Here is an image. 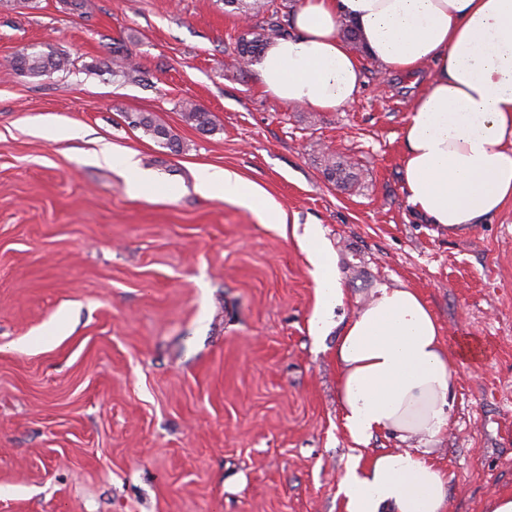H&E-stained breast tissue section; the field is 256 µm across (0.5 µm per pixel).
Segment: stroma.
Instances as JSON below:
<instances>
[{"instance_id":"1","label":"stroma","mask_w":512,"mask_h":512,"mask_svg":"<svg viewBox=\"0 0 512 512\" xmlns=\"http://www.w3.org/2000/svg\"><path fill=\"white\" fill-rule=\"evenodd\" d=\"M222 0H0V512H344L351 454L335 332L309 331L312 266L296 227L337 257L345 323L378 288L419 291L462 359L432 453L446 512L512 493V206L462 235L408 204L401 135L422 80L362 58L333 112L260 92ZM67 71L9 72L23 49ZM140 70L112 74L114 50ZM204 107L215 128L182 118ZM128 112L175 135L171 150ZM64 119L84 136L54 139ZM168 187L129 195L100 143ZM354 166L347 187L323 173ZM261 187L286 226L194 187L196 168Z\"/></svg>"}]
</instances>
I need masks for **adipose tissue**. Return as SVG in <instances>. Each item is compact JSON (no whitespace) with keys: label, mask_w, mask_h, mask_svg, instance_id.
Returning a JSON list of instances; mask_svg holds the SVG:
<instances>
[{"label":"adipose tissue","mask_w":512,"mask_h":512,"mask_svg":"<svg viewBox=\"0 0 512 512\" xmlns=\"http://www.w3.org/2000/svg\"><path fill=\"white\" fill-rule=\"evenodd\" d=\"M363 51L344 41L341 22ZM292 34L252 63L258 88L288 106L335 111L353 103L361 56L383 71L426 73L403 128L404 191L413 209L449 233L470 231L512 205V0H299ZM99 160L121 171L139 197L162 184L127 152L103 145ZM199 191L283 223L263 192L235 172L203 166ZM316 284L309 320L321 336L343 305L335 253L319 225L299 237ZM337 395L356 451L340 479L344 512H446L448 478L431 458L455 400L458 358L425 299L378 288L336 338ZM378 435L400 445L373 455Z\"/></svg>","instance_id":"1"}]
</instances>
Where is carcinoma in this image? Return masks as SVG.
<instances>
[{
  "mask_svg": "<svg viewBox=\"0 0 512 512\" xmlns=\"http://www.w3.org/2000/svg\"><path fill=\"white\" fill-rule=\"evenodd\" d=\"M224 6L231 11L247 18L260 19L259 24L240 34L235 43L236 57L250 62L259 56L267 44L274 38L283 36V28L278 21V10L274 0H224ZM69 60L67 56L54 51H32L21 53L14 58L12 67L30 75H44L67 69ZM137 69L123 55H116L112 59V75L129 79L134 77ZM185 122L204 132L213 129L214 121L209 112L199 106L188 103L183 107ZM129 126L142 128L154 137L166 142L168 146H175V138L164 126L154 122L146 113H135L133 119L127 120ZM352 166L344 161H338L332 155L324 158V171L327 177L338 184L346 183L351 174Z\"/></svg>",
  "mask_w": 512,
  "mask_h": 512,
  "instance_id": "1",
  "label": "carcinoma"
}]
</instances>
